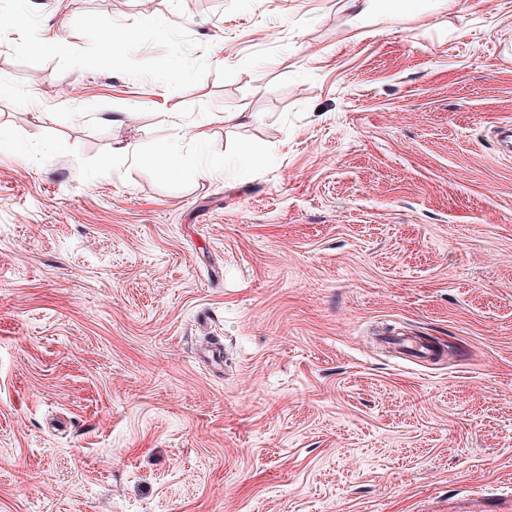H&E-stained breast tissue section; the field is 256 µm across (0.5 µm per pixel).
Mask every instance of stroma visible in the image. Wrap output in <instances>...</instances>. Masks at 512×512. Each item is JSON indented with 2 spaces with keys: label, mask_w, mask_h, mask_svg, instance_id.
Returning <instances> with one entry per match:
<instances>
[{
  "label": "stroma",
  "mask_w": 512,
  "mask_h": 512,
  "mask_svg": "<svg viewBox=\"0 0 512 512\" xmlns=\"http://www.w3.org/2000/svg\"><path fill=\"white\" fill-rule=\"evenodd\" d=\"M377 7L0 0V512H448L512 485V0ZM172 112L208 124L189 162L245 168L157 171Z\"/></svg>",
  "instance_id": "stroma-1"
}]
</instances>
